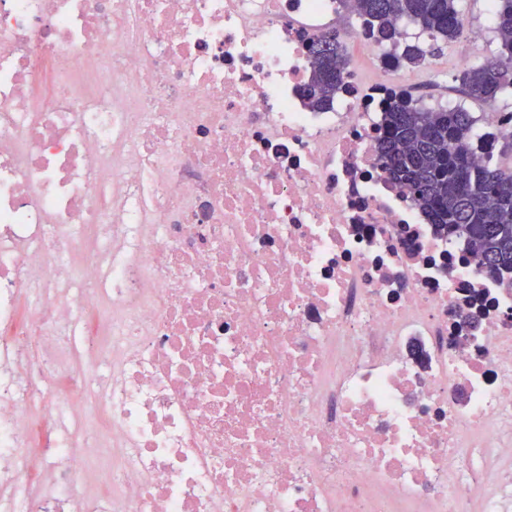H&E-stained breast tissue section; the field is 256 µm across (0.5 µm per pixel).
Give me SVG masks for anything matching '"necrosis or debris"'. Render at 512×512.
<instances>
[{"mask_svg": "<svg viewBox=\"0 0 512 512\" xmlns=\"http://www.w3.org/2000/svg\"><path fill=\"white\" fill-rule=\"evenodd\" d=\"M337 12L0 0V512H512V281L382 170L416 77ZM313 53L315 70L308 88V100L313 107L325 108L340 90L343 47L336 39V33H333L321 39L315 45Z\"/></svg>", "mask_w": 512, "mask_h": 512, "instance_id": "necrosis-or-debris-1", "label": "necrosis or debris"}]
</instances>
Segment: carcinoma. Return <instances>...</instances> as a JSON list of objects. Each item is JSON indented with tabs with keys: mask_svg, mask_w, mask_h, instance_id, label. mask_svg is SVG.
<instances>
[{
	"mask_svg": "<svg viewBox=\"0 0 512 512\" xmlns=\"http://www.w3.org/2000/svg\"><path fill=\"white\" fill-rule=\"evenodd\" d=\"M357 14L378 41L398 46L397 23L420 27L432 40L429 50L406 46L399 59L420 65L425 53L461 36V0H356ZM498 51L465 68L459 76L464 93L494 104L512 93V0H498L495 14ZM315 70L309 103L329 106L340 90L342 44L331 34L314 47ZM476 116L457 107L431 111L417 101L396 100L382 113L381 167L406 185L418 205L433 217L435 233L465 243L491 261L498 278L512 279V167L475 165L472 133Z\"/></svg>",
	"mask_w": 512,
	"mask_h": 512,
	"instance_id": "1",
	"label": "carcinoma"
}]
</instances>
